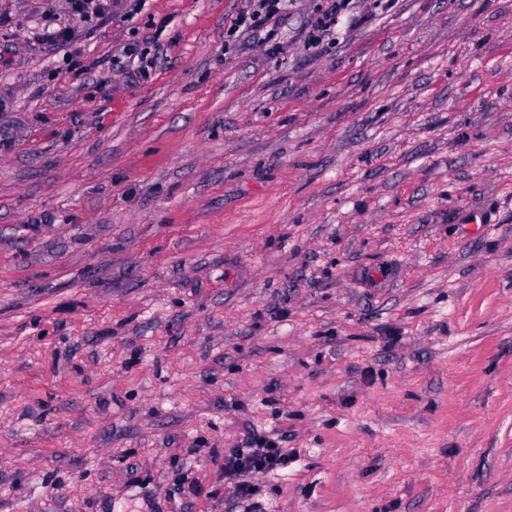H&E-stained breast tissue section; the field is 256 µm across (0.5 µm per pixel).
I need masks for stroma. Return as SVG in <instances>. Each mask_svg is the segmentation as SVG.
<instances>
[{
    "mask_svg": "<svg viewBox=\"0 0 512 512\" xmlns=\"http://www.w3.org/2000/svg\"><path fill=\"white\" fill-rule=\"evenodd\" d=\"M245 5L0 0V512H512V0ZM286 1L288 0H251L249 10L242 13L232 25L234 32L241 27L249 29L269 21L281 11ZM351 0H331V4L317 19L313 31L309 36L308 47L318 48L325 37L338 34L339 19L343 13L348 11ZM249 448H229L224 451V484H230L236 499L247 500L257 488L242 479L248 473H264L288 465V456L265 436L248 432Z\"/></svg>",
    "mask_w": 512,
    "mask_h": 512,
    "instance_id": "35a3bbf8",
    "label": "stroma"
}]
</instances>
